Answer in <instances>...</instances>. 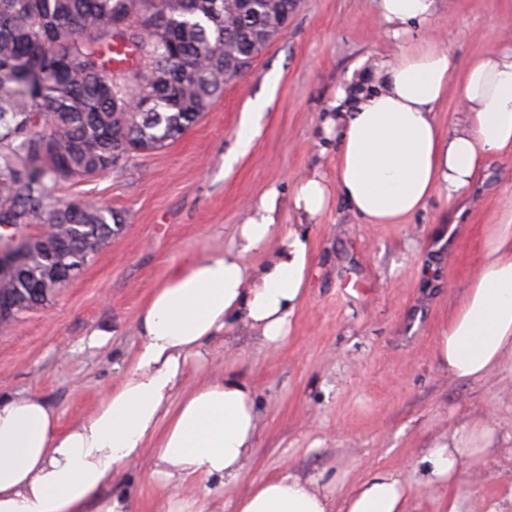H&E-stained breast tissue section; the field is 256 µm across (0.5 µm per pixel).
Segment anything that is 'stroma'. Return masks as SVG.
<instances>
[{"label":"stroma","mask_w":512,"mask_h":512,"mask_svg":"<svg viewBox=\"0 0 512 512\" xmlns=\"http://www.w3.org/2000/svg\"><path fill=\"white\" fill-rule=\"evenodd\" d=\"M437 8L442 44L459 66L512 38V0ZM395 51L380 33L378 0H298L287 30L177 142L60 183L57 198L101 202L124 222L46 305L0 326V397L38 394L63 428L89 416L119 382L140 343L136 315L172 267L230 248L268 189L288 197L316 170L334 179L336 144L322 128L336 89ZM254 110L259 133L225 169ZM511 205L509 154L485 160L466 198L451 205L433 196L403 224L361 223L336 195L309 220L281 207L283 228L305 224L312 241L313 273L288 336L270 346L236 325L232 349L216 339L189 374L194 382L242 370L257 397L255 453L237 489L212 496L210 512H232L236 493L285 470L336 477L333 499L342 501L373 469L414 473L423 448L486 415L498 447L459 486L482 507L512 512V374L459 382L435 357L483 241ZM96 334L101 344H92ZM153 464L149 449L122 466L110 495L132 512H165Z\"/></svg>","instance_id":"obj_1"}]
</instances>
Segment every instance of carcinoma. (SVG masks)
<instances>
[{
  "label": "carcinoma",
  "mask_w": 512,
  "mask_h": 512,
  "mask_svg": "<svg viewBox=\"0 0 512 512\" xmlns=\"http://www.w3.org/2000/svg\"><path fill=\"white\" fill-rule=\"evenodd\" d=\"M290 0H0V225L12 239L55 227L48 247L70 262L112 237L123 217L100 202H64L62 181L105 174L178 140L224 92V57L245 73L279 34ZM134 49L146 73L112 66ZM85 224L74 237L72 225ZM40 251L0 265V295L25 297Z\"/></svg>",
  "instance_id": "cac0c4a2"
}]
</instances>
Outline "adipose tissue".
<instances>
[{"label":"adipose tissue","instance_id":"ef3b65f1","mask_svg":"<svg viewBox=\"0 0 512 512\" xmlns=\"http://www.w3.org/2000/svg\"><path fill=\"white\" fill-rule=\"evenodd\" d=\"M383 35L398 48L379 65L373 90L341 87L324 134L337 143L336 179L320 171L293 187L290 206L315 217L338 194L365 224H401L438 193L467 196L486 158L512 153V42L459 69L438 35L437 0H379ZM424 39L412 41L414 29ZM462 117L448 132L435 108L457 71ZM279 192L251 203L231 248L171 268L137 315L141 340L131 366L86 419L59 429L36 394L0 399V512H130L107 496L119 469L155 446L154 475L167 512H208L195 484L240 480L257 442L254 386L228 369L186 387L191 362L243 323L266 344L287 336L311 269L310 239L280 231ZM264 259L248 264V256ZM437 359L454 379L489 380L512 366V208L484 240L465 296L438 341ZM494 439L483 421L426 448L419 480L379 469L345 497L341 512H410L415 484L447 488L441 512H474L460 474L479 466ZM235 512H332L319 480L291 472L260 480Z\"/></svg>","mask_w":512,"mask_h":512}]
</instances>
